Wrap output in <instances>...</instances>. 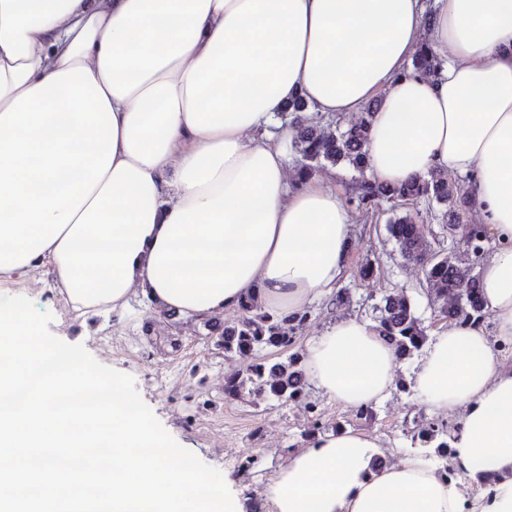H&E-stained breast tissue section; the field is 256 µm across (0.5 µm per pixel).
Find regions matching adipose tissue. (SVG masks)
Here are the masks:
<instances>
[{"instance_id":"1","label":"adipose tissue","mask_w":512,"mask_h":512,"mask_svg":"<svg viewBox=\"0 0 512 512\" xmlns=\"http://www.w3.org/2000/svg\"><path fill=\"white\" fill-rule=\"evenodd\" d=\"M424 41L448 53L435 80L410 66ZM298 96L312 118L377 103L376 181L466 175L495 244L491 320L442 324L412 377L429 412L461 414L453 477L343 430L291 450L271 512H512V0H0V280L46 273L84 321L137 296L208 320L249 294L280 314L333 295L354 218L320 179H289L292 127L267 134ZM397 362L356 317L302 352L349 408L387 396Z\"/></svg>"}]
</instances>
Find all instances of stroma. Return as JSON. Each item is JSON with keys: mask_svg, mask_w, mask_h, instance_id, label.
Masks as SVG:
<instances>
[{"mask_svg": "<svg viewBox=\"0 0 512 512\" xmlns=\"http://www.w3.org/2000/svg\"><path fill=\"white\" fill-rule=\"evenodd\" d=\"M389 212L354 224L347 272L339 282L350 295L349 303L335 308L327 301L313 304L296 332L293 352H301L308 337L320 335L332 320L345 317L374 319L373 307L383 295L406 291L425 326L436 328L433 304L422 286L419 267L402 258L386 225ZM368 261L381 264L373 279L360 280L358 270ZM0 295L28 297L35 307L50 312V332L69 344H83L100 363L133 377L136 388L165 430L205 464L219 469L246 497L249 512H269L262 490L268 479L288 460V452L304 447L313 428L327 433L351 428L377 441L389 461L398 462L412 452L410 430L431 415L413 390H392L374 405L372 419L355 418L351 409L308 388L299 403L229 399L224 378L245 372L250 359L224 356L214 334L200 320L169 317L139 302H132L120 317L96 322V331L83 335L64 304L50 288L48 276L38 274L0 282ZM252 460L249 471L240 465Z\"/></svg>", "mask_w": 512, "mask_h": 512, "instance_id": "1", "label": "stroma"}]
</instances>
